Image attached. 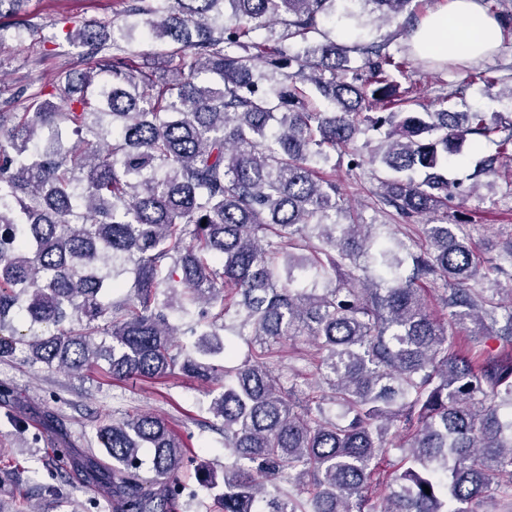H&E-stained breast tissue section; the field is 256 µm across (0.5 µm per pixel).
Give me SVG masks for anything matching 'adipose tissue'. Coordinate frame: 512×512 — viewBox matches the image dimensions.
Returning <instances> with one entry per match:
<instances>
[{
  "mask_svg": "<svg viewBox=\"0 0 512 512\" xmlns=\"http://www.w3.org/2000/svg\"><path fill=\"white\" fill-rule=\"evenodd\" d=\"M500 42V26L481 0H449L443 9L420 19L409 39L417 55L434 60L484 58Z\"/></svg>",
  "mask_w": 512,
  "mask_h": 512,
  "instance_id": "1",
  "label": "adipose tissue"
}]
</instances>
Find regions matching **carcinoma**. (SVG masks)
I'll return each mask as SVG.
<instances>
[{
	"instance_id": "carcinoma-1",
	"label": "carcinoma",
	"mask_w": 512,
	"mask_h": 512,
	"mask_svg": "<svg viewBox=\"0 0 512 512\" xmlns=\"http://www.w3.org/2000/svg\"><path fill=\"white\" fill-rule=\"evenodd\" d=\"M338 2L125 0L119 38L68 33L95 65L65 75L54 102L37 92L0 112V361L205 384L224 475L198 484L222 512H482L487 499L512 512V288L448 223V164L473 136L496 153L469 190L508 171L512 118L408 111L398 77L413 61L360 30L368 12L409 36L419 0ZM329 19L356 39H333ZM277 23L292 42L272 37ZM144 32L164 65H133ZM476 79L512 94L511 65ZM366 130L380 135L368 159ZM336 150L355 180L381 165L376 210L434 216L409 274L390 232L336 222L345 201L321 168ZM126 273L134 285L104 301ZM452 325L498 347L463 353ZM228 330L249 347L233 366ZM297 336L329 396L298 397V374L272 361ZM97 439L102 456L83 459L59 440L53 476L75 467L112 512L195 499L192 461L159 417L105 423ZM393 449L401 466L380 469Z\"/></svg>"
}]
</instances>
